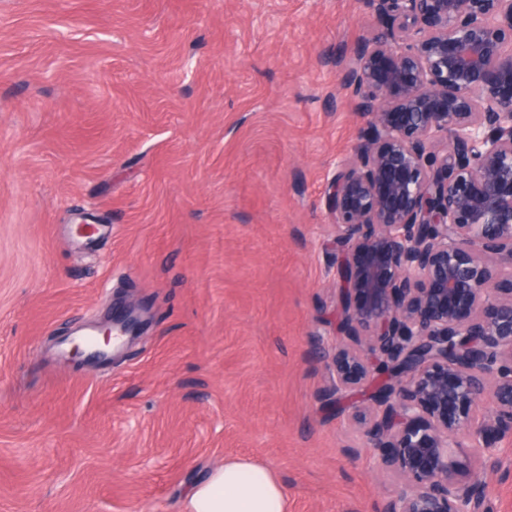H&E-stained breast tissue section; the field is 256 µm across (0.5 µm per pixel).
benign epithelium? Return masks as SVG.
Masks as SVG:
<instances>
[{
	"mask_svg": "<svg viewBox=\"0 0 512 512\" xmlns=\"http://www.w3.org/2000/svg\"><path fill=\"white\" fill-rule=\"evenodd\" d=\"M342 85L369 132L338 161L325 397L401 490L384 512H488L512 432V0H368ZM129 307L124 333L138 335ZM69 355L108 359L112 322ZM488 402L490 412L476 407Z\"/></svg>",
	"mask_w": 512,
	"mask_h": 512,
	"instance_id": "benign-epithelium-1",
	"label": "benign epithelium"
}]
</instances>
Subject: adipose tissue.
I'll return each mask as SVG.
<instances>
[{"mask_svg": "<svg viewBox=\"0 0 512 512\" xmlns=\"http://www.w3.org/2000/svg\"><path fill=\"white\" fill-rule=\"evenodd\" d=\"M183 512H288V496L271 468L231 459L190 489Z\"/></svg>", "mask_w": 512, "mask_h": 512, "instance_id": "obj_1", "label": "adipose tissue"}]
</instances>
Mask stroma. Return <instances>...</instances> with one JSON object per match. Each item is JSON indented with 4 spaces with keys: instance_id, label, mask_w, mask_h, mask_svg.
Instances as JSON below:
<instances>
[{
    "instance_id": "35a3bbf8",
    "label": "stroma",
    "mask_w": 512,
    "mask_h": 512,
    "mask_svg": "<svg viewBox=\"0 0 512 512\" xmlns=\"http://www.w3.org/2000/svg\"><path fill=\"white\" fill-rule=\"evenodd\" d=\"M375 32L367 0H0V512H183L235 457L289 512L397 493L323 397ZM130 303L111 363L64 356ZM491 455L512 512V434Z\"/></svg>"
}]
</instances>
